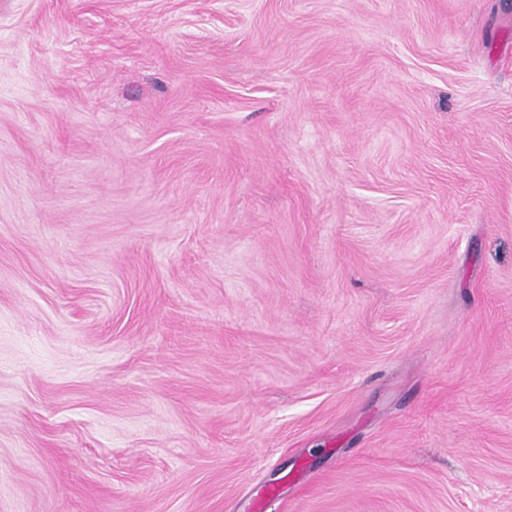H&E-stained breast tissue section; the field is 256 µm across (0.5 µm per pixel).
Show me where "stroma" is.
I'll return each mask as SVG.
<instances>
[{"label": "stroma", "mask_w": 512, "mask_h": 512, "mask_svg": "<svg viewBox=\"0 0 512 512\" xmlns=\"http://www.w3.org/2000/svg\"><path fill=\"white\" fill-rule=\"evenodd\" d=\"M0 512H512V0H0Z\"/></svg>", "instance_id": "1"}]
</instances>
